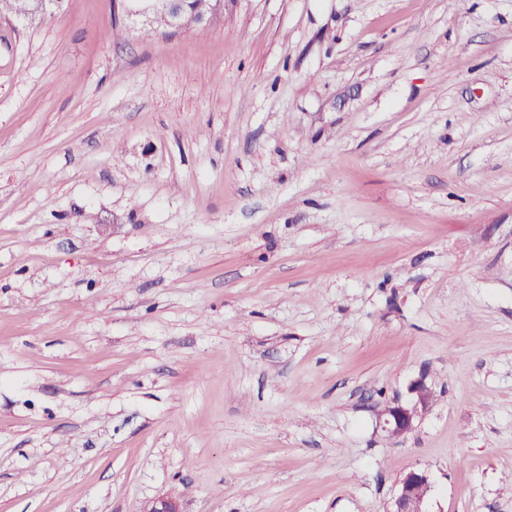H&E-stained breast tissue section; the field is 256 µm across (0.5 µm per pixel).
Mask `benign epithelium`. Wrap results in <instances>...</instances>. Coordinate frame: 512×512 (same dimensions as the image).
I'll return each mask as SVG.
<instances>
[{
	"label": "benign epithelium",
	"mask_w": 512,
	"mask_h": 512,
	"mask_svg": "<svg viewBox=\"0 0 512 512\" xmlns=\"http://www.w3.org/2000/svg\"><path fill=\"white\" fill-rule=\"evenodd\" d=\"M187 0H114V11L128 19H140L155 30L178 32L201 27L204 17L186 9ZM63 0H33L27 17L44 18L60 9ZM408 402L395 403L382 413L384 430L395 439L410 432L415 421L433 404L425 378L408 387ZM432 483L428 471L413 469L400 479L387 512H429L428 501ZM145 512H181L178 501L169 497L154 500Z\"/></svg>",
	"instance_id": "1"
}]
</instances>
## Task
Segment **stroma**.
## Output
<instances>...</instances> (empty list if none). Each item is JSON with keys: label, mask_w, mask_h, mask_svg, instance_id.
<instances>
[{"label": "stroma", "mask_w": 512, "mask_h": 512, "mask_svg": "<svg viewBox=\"0 0 512 512\" xmlns=\"http://www.w3.org/2000/svg\"><path fill=\"white\" fill-rule=\"evenodd\" d=\"M412 469L512 512V0L0 17V512H386ZM187 0H115L114 11L127 20L140 19L154 30L178 32L201 27L203 15L190 14ZM408 402L393 403L381 414L384 430L392 438H400L410 432L415 421L433 404V396L428 391L425 378L413 381L408 387Z\"/></svg>", "instance_id": "1"}]
</instances>
